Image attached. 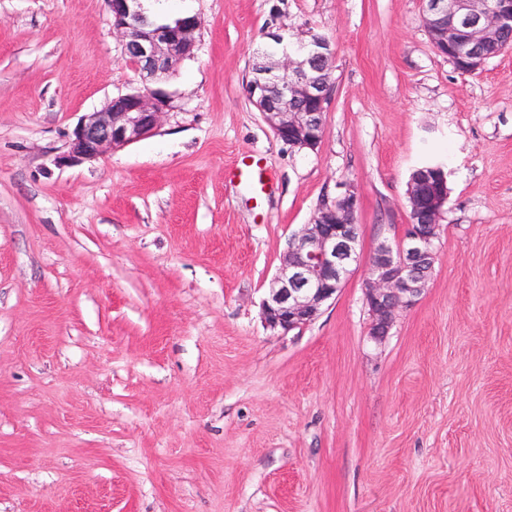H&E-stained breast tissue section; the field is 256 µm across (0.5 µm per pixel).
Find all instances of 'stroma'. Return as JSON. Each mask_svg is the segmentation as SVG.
<instances>
[{"mask_svg":"<svg viewBox=\"0 0 512 512\" xmlns=\"http://www.w3.org/2000/svg\"><path fill=\"white\" fill-rule=\"evenodd\" d=\"M192 58L154 135L60 166L137 88L106 0H0V512H512V50L457 71L423 0H175ZM319 33L314 151L246 84ZM256 154L262 195L233 178ZM448 170L427 288L380 342L367 256ZM363 262L312 323L262 302L290 236L346 190Z\"/></svg>","mask_w":512,"mask_h":512,"instance_id":"stroma-1","label":"stroma"}]
</instances>
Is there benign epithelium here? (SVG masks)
Masks as SVG:
<instances>
[{"label":"benign epithelium","mask_w":512,"mask_h":512,"mask_svg":"<svg viewBox=\"0 0 512 512\" xmlns=\"http://www.w3.org/2000/svg\"><path fill=\"white\" fill-rule=\"evenodd\" d=\"M140 0H107L113 29L140 87L109 100L76 126L61 163L98 158L152 135L165 106L154 86L194 53L200 20L181 15L158 23ZM424 24L436 51L465 74L477 72L505 38L512 37V0H424ZM335 51L312 35L296 49L264 53L252 66L247 96L276 137L293 149L316 150L333 85L326 76ZM448 178L441 165L415 168L408 183L409 220L400 244L378 243L365 283L372 315L369 333L389 335L398 311L427 288L436 241L448 210ZM359 198L345 191L322 206L288 240L262 305L265 325L286 334L314 321L336 299L360 256Z\"/></svg>","instance_id":"7a95c632"}]
</instances>
